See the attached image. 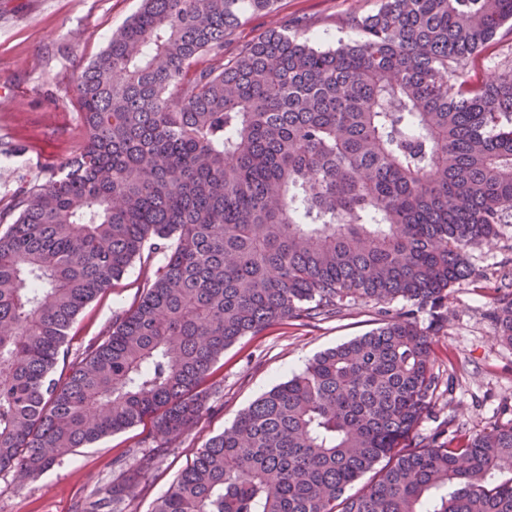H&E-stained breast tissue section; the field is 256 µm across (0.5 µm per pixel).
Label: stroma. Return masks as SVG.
<instances>
[{"instance_id":"35a3bbf8","label":"stroma","mask_w":512,"mask_h":512,"mask_svg":"<svg viewBox=\"0 0 512 512\" xmlns=\"http://www.w3.org/2000/svg\"><path fill=\"white\" fill-rule=\"evenodd\" d=\"M141 6V0H0V165L17 166L19 175L0 181V199L19 189L20 174L32 175L60 163L82 144L84 129L76 108V78ZM379 0H277L273 13L247 14L227 52L256 39L273 21L306 20L303 34L313 46L332 48L356 38L343 26L350 12L373 13ZM23 153H14L16 144ZM512 260V224L469 252L480 271L448 292V320L433 338L434 370L449 380L432 417L417 437L439 431L452 420L472 436L492 424L512 422V345L501 342L488 317L499 269ZM143 288L138 267H131L114 288L99 295L69 330L67 347L99 336L116 310L131 309ZM388 308L352 304L334 316L298 319L275 325L260 336H245L225 349L205 389V409L193 430L158 458L118 505L119 512H153L156 503L198 448L230 426L261 394L304 369L317 353L378 327ZM153 430L143 422L105 437L55 461L27 479L0 472V512H90L106 490L121 483L125 470L117 458L128 454Z\"/></svg>"}]
</instances>
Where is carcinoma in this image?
<instances>
[{
  "instance_id": "1",
  "label": "carcinoma",
  "mask_w": 512,
  "mask_h": 512,
  "mask_svg": "<svg viewBox=\"0 0 512 512\" xmlns=\"http://www.w3.org/2000/svg\"><path fill=\"white\" fill-rule=\"evenodd\" d=\"M273 3L142 0L78 78L83 145L0 207V472L149 417L146 471L241 337L403 300L209 438L154 512H512V424L406 449L439 396L448 289L512 223V59L465 78L512 0H380L351 43L276 22L224 54ZM136 263V305L54 377L76 317ZM489 316L512 345V267Z\"/></svg>"
}]
</instances>
